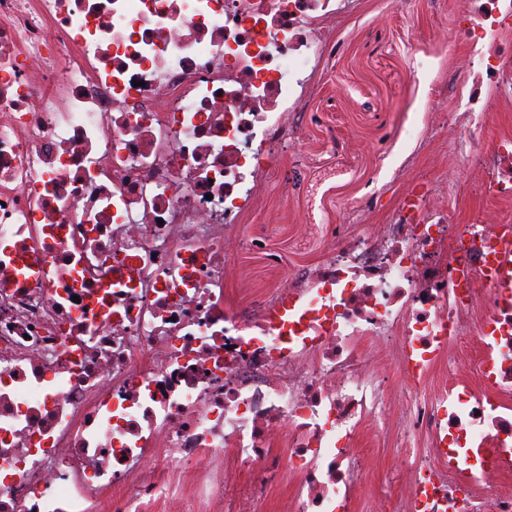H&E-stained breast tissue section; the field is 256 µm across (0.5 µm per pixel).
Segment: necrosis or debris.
<instances>
[{"mask_svg": "<svg viewBox=\"0 0 512 512\" xmlns=\"http://www.w3.org/2000/svg\"><path fill=\"white\" fill-rule=\"evenodd\" d=\"M358 0H0V512H512L503 226L407 184L245 312L228 247ZM512 0L452 171L512 198ZM389 443L369 491L364 432Z\"/></svg>", "mask_w": 512, "mask_h": 512, "instance_id": "necrosis-or-debris-1", "label": "necrosis or debris"}]
</instances>
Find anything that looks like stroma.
Instances as JSON below:
<instances>
[{"instance_id":"1","label":"stroma","mask_w":512,"mask_h":512,"mask_svg":"<svg viewBox=\"0 0 512 512\" xmlns=\"http://www.w3.org/2000/svg\"><path fill=\"white\" fill-rule=\"evenodd\" d=\"M459 3L408 0L400 18L387 0H360L341 20L310 95L289 115L292 143L275 158L271 183L231 251V305L262 304L322 266L334 242L384 223L404 178H436L433 156L444 147L426 126V107L438 88L455 108L463 87V47L449 37ZM445 193L462 223L477 212L512 211V202L486 192Z\"/></svg>"}]
</instances>
